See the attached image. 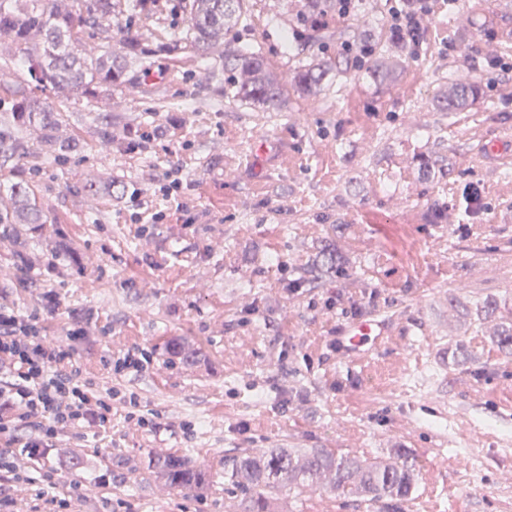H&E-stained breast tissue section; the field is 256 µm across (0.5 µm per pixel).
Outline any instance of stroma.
<instances>
[{
	"mask_svg": "<svg viewBox=\"0 0 512 512\" xmlns=\"http://www.w3.org/2000/svg\"><path fill=\"white\" fill-rule=\"evenodd\" d=\"M247 3V26L224 46L264 59L284 91L269 109L225 94L223 59L186 47L179 0L137 23L147 63L129 62L96 103L31 90L23 50L0 37V113L35 96L79 144L56 162L32 134L23 175L0 164V197L25 178L48 216L0 237V303L71 343L85 376L135 393L159 425L140 428L115 404L106 433L65 449L52 496L82 482L71 512H224L225 457L328 448L401 452L417 474L409 512H512V363L493 343L512 326V161L487 150L512 135V0H450L414 54L386 30L387 0L318 27L303 20L306 0ZM382 56L404 60L384 82L369 73ZM316 58L325 79L297 92ZM454 84L478 92L438 108ZM149 131L150 149L132 152ZM181 158L193 184L183 220L138 233L132 191L151 194ZM106 179L112 192H87ZM55 235L76 258L43 250ZM20 253L39 256L32 281L13 273ZM366 318L392 336L339 357V327ZM133 350L149 363L115 373ZM174 454L210 472L204 496L155 479ZM102 473L109 486H94ZM278 512L373 510L317 488L281 495Z\"/></svg>",
	"mask_w": 512,
	"mask_h": 512,
	"instance_id": "obj_1",
	"label": "stroma"
}]
</instances>
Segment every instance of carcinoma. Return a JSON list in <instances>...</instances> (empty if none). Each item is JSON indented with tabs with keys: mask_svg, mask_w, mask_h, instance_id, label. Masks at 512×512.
Returning a JSON list of instances; mask_svg holds the SVG:
<instances>
[{
	"mask_svg": "<svg viewBox=\"0 0 512 512\" xmlns=\"http://www.w3.org/2000/svg\"><path fill=\"white\" fill-rule=\"evenodd\" d=\"M189 47L206 56L224 45V33L246 23L243 0H186ZM120 15L133 20L126 0H9L0 3V34L13 37L25 46L27 74L35 86L60 92L97 95L125 81L129 57L145 56L140 35L132 27L123 30L124 53L104 52L86 58L75 51L73 37L87 27H99L103 21ZM224 66L235 79L234 95L258 104L273 106L282 88L254 51H236L224 55ZM324 63L316 62L295 78V90L310 92L324 77ZM473 86L462 85L454 95L439 101L448 111L462 107ZM27 130L41 132L46 150L56 160H65L78 149L75 139L59 134V120L47 105L29 98L13 111L0 113V155L17 160L23 169L27 153L22 140ZM10 202L0 199V236L19 237L45 223L43 210L27 183L14 184ZM499 356L512 360V328L495 337ZM158 477L173 488L202 490L210 475L191 467L178 456H169L160 464ZM225 490L237 493L245 503L244 512H275L274 496L286 488L298 494L324 486L340 499L356 498L368 502L374 512H408V503L416 491L415 468L397 453L383 460L336 455L327 449L299 454L290 448L241 452L224 459Z\"/></svg>",
	"mask_w": 512,
	"mask_h": 512,
	"instance_id": "cac0c4a2",
	"label": "carcinoma"
}]
</instances>
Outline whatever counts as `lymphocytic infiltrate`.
<instances>
[{
    "label": "lymphocytic infiltrate",
    "mask_w": 512,
    "mask_h": 512,
    "mask_svg": "<svg viewBox=\"0 0 512 512\" xmlns=\"http://www.w3.org/2000/svg\"><path fill=\"white\" fill-rule=\"evenodd\" d=\"M439 0H396L387 24L394 39L417 47ZM121 398L127 420L148 426L136 395L82 377L69 347L41 336L35 324L0 306V487L32 490L47 496L56 471L49 463L65 442L106 426L112 401ZM42 462L40 474L32 465Z\"/></svg>",
    "instance_id": "f902f5d3"
}]
</instances>
